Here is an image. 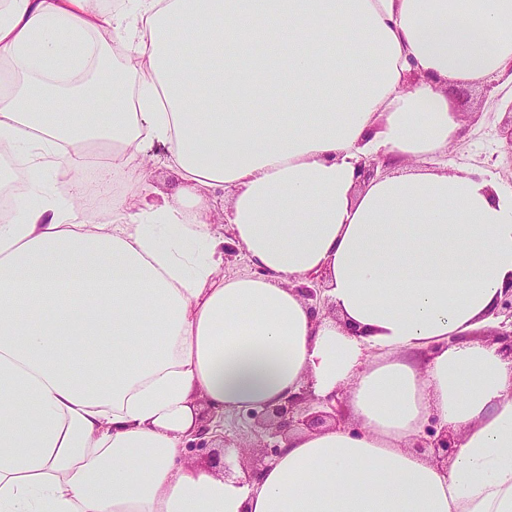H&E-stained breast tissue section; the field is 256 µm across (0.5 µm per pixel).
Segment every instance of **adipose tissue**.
<instances>
[{
  "mask_svg": "<svg viewBox=\"0 0 512 512\" xmlns=\"http://www.w3.org/2000/svg\"><path fill=\"white\" fill-rule=\"evenodd\" d=\"M512 85V0H0V512H512V193L439 159L449 85ZM64 117L51 119L54 110ZM161 148L183 182L142 175ZM127 192L81 206L83 159ZM382 155L390 174L358 182ZM224 215L257 272L224 277ZM321 278L313 317L291 279ZM311 384L359 426L251 479L189 462L224 415ZM448 469L413 449L430 417ZM497 307L496 316H504V320L503 317H500L501 322L498 328L484 336L492 337V341L501 342L503 346L500 348V352L512 359V286L504 289Z\"/></svg>",
  "mask_w": 512,
  "mask_h": 512,
  "instance_id": "adipose-tissue-1",
  "label": "adipose tissue"
}]
</instances>
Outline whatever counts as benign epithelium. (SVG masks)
<instances>
[{
  "instance_id": "7a95c632",
  "label": "benign epithelium",
  "mask_w": 512,
  "mask_h": 512,
  "mask_svg": "<svg viewBox=\"0 0 512 512\" xmlns=\"http://www.w3.org/2000/svg\"><path fill=\"white\" fill-rule=\"evenodd\" d=\"M385 160L363 159L358 164L357 176L361 180H369L375 176L379 165ZM296 290L307 301L312 311L318 313L325 307L323 289L317 277L310 275L304 282L296 286ZM496 316L504 317L498 328L490 331L492 340L502 343L500 352L512 358V287L506 288L497 304ZM343 403L338 395H331L324 400L316 398L306 387L288 396L284 403L274 408H264L251 415L252 426L272 431V435L280 438L274 448H282L288 435L297 430L321 431L335 426L340 422ZM460 439L450 429L439 428L431 424L425 435L417 439L414 449L420 453H429L430 460L441 468H448L458 451Z\"/></svg>"
}]
</instances>
